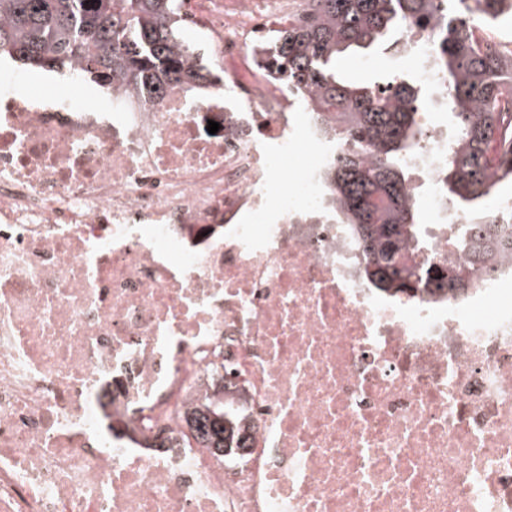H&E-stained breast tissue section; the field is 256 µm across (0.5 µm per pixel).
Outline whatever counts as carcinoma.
<instances>
[{
	"label": "carcinoma",
	"instance_id": "1",
	"mask_svg": "<svg viewBox=\"0 0 512 512\" xmlns=\"http://www.w3.org/2000/svg\"><path fill=\"white\" fill-rule=\"evenodd\" d=\"M180 0H0V48L14 60L49 71L72 70L124 93L159 94L176 84L190 91L211 77L199 47L181 33ZM512 21V0H308V13L253 52L255 64L294 92L298 106L328 130L353 141L326 175L341 220L354 225L365 255L364 276L396 296L418 290L463 295L467 274L454 265L422 267L418 207L407 191L406 164L420 130L425 86L398 74L385 85L350 84L336 61L347 51L396 46L407 25L440 26L431 63L447 82L456 131L448 147V199L473 215L456 246L472 268H488L497 251L512 254V226L482 219L486 200L512 181V57L479 44L476 30ZM243 406L216 398L197 412L202 442L234 451L244 431Z\"/></svg>",
	"mask_w": 512,
	"mask_h": 512
}]
</instances>
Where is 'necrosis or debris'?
<instances>
[{
    "instance_id": "4bbe7bcc",
    "label": "necrosis or debris",
    "mask_w": 512,
    "mask_h": 512,
    "mask_svg": "<svg viewBox=\"0 0 512 512\" xmlns=\"http://www.w3.org/2000/svg\"><path fill=\"white\" fill-rule=\"evenodd\" d=\"M304 6L193 0L197 95L0 71V512H512V259L374 289L324 181L348 142L231 65ZM437 31L403 56L442 97ZM453 135L426 113L407 160L421 264L463 261ZM219 393L249 412L227 457L190 421Z\"/></svg>"
}]
</instances>
